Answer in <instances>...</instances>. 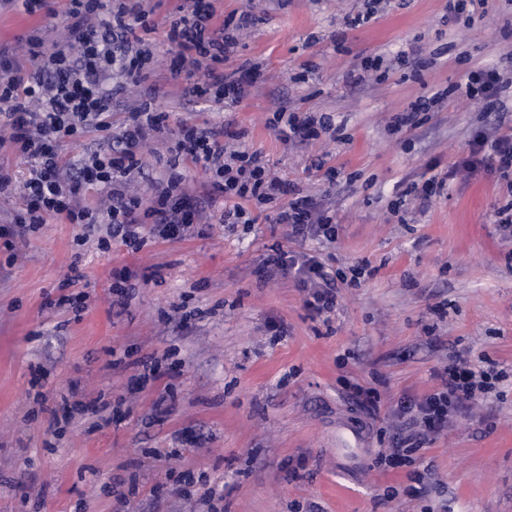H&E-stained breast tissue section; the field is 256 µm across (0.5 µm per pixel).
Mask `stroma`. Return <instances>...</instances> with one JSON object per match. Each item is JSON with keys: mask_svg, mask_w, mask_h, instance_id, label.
Listing matches in <instances>:
<instances>
[{"mask_svg": "<svg viewBox=\"0 0 512 512\" xmlns=\"http://www.w3.org/2000/svg\"><path fill=\"white\" fill-rule=\"evenodd\" d=\"M182 2L146 0L153 58L113 99V131L146 101L170 127L224 129L330 208L336 240L296 242L261 217L150 236L137 250L114 238L104 250L103 226L50 216L30 237L0 242V512H512V234L495 222L512 184L461 169L474 133H512V0H478L468 23L449 20L447 0H387L359 28L346 18L364 0H217V21L256 18L224 70L257 62L261 75L232 107L182 95L201 72L171 76L165 19ZM68 4L54 0L52 18L0 7V54L29 72L27 39L62 44L55 18ZM366 57L388 72L361 75ZM480 68L505 72L503 112L465 96ZM438 91L444 100L419 127L389 132L393 115ZM283 104L329 116L336 137L284 145L267 125ZM168 159L164 144H146L133 184L143 199L168 178ZM454 166L443 194L401 197L406 183ZM276 245L369 273L314 319L293 278L264 276ZM63 296L81 311L59 305ZM454 342L504 378L420 442L415 458L432 479L413 497L409 467L377 458L394 445L400 402L433 390ZM151 355L156 377L134 387ZM352 384L379 392L376 415L357 407ZM161 398L169 412L158 421ZM340 415L368 433L352 481L337 472ZM209 486L222 500L204 503Z\"/></svg>", "mask_w": 512, "mask_h": 512, "instance_id": "stroma-1", "label": "stroma"}]
</instances>
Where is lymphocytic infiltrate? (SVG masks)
<instances>
[{
    "label": "lymphocytic infiltrate",
    "mask_w": 512,
    "mask_h": 512,
    "mask_svg": "<svg viewBox=\"0 0 512 512\" xmlns=\"http://www.w3.org/2000/svg\"><path fill=\"white\" fill-rule=\"evenodd\" d=\"M214 0H185L172 20L168 39L182 61L204 68L206 80L188 87L191 95L209 92L235 105L261 73L260 64L242 66L225 73L224 62L237 42L235 34L253 22L251 14L228 17L213 25ZM153 28L150 10L143 0H121L109 7L106 0H70L63 19L66 43L45 53L42 40L28 42V53L40 61L27 76L19 66L0 57V115L11 130L8 145L28 162L22 180L0 167V196L21 192L25 208L14 224L20 235L33 232L47 217L61 216L71 224H102L108 237L121 238L140 247L145 236L175 239L200 223L204 202L191 199L182 187L177 165L193 163L213 176L212 189L224 195L229 207L220 211L222 224L242 223L245 205L254 201L274 205L273 223L288 227L295 240L334 242L336 226L327 210L311 197L287 188L261 152L246 151L224 142L221 132L210 127L184 124L171 129L166 113L142 104L130 113L111 152L96 154L70 169L57 145L79 130L110 129V105L122 84L112 83L113 69L140 80L152 60L141 31ZM279 139L296 144L333 132L329 117L310 112H291L280 107L269 121ZM166 140L175 167L150 203L132 194L130 185L143 169L142 150L151 138ZM497 161L503 178L512 180V134L488 137L477 134L470 144V163ZM98 186L102 204L83 205L87 187ZM267 276L293 275L305 292V307L322 317L336 308L340 283L358 285L361 269L351 273L329 271L317 256L276 251L266 262ZM448 364L437 370L436 389L419 400L400 404L396 416L420 436L443 431L460 409L491 394L501 374L492 367L471 363L464 349L451 350Z\"/></svg>",
    "instance_id": "obj_1"
}]
</instances>
